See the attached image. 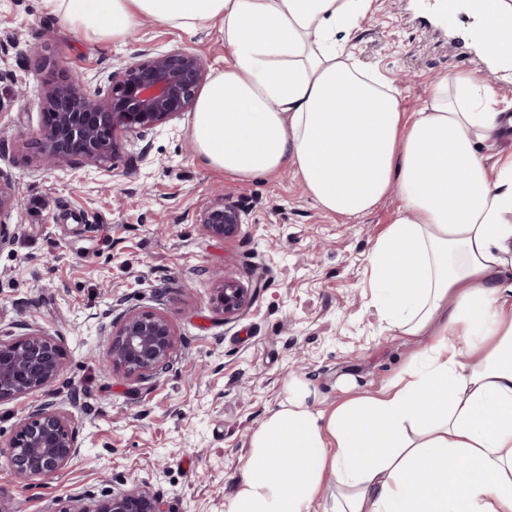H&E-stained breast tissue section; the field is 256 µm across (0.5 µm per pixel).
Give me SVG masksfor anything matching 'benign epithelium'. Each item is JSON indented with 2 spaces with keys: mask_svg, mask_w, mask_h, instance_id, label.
I'll return each instance as SVG.
<instances>
[{
  "mask_svg": "<svg viewBox=\"0 0 512 512\" xmlns=\"http://www.w3.org/2000/svg\"><path fill=\"white\" fill-rule=\"evenodd\" d=\"M207 78L203 58L181 48L144 53V59L122 64L108 76L104 90L60 70L42 84L45 121L40 129L42 165L54 169L88 164L106 169L120 133H144L194 110ZM22 207L19 188L0 173V212ZM197 223L212 237L232 239L239 233V211L216 198L198 214ZM251 289L226 277L213 289L216 311L231 320L251 304ZM107 336L104 361L135 381H151L170 370L177 334L162 314L127 309L102 324ZM64 367L61 340L40 328L0 336V402L36 395L60 376ZM79 450L72 416L52 402L35 406L15 426L7 458L15 479L26 481L63 470ZM72 497L66 512H160L145 485L115 493L104 487L96 508Z\"/></svg>",
  "mask_w": 512,
  "mask_h": 512,
  "instance_id": "1",
  "label": "benign epithelium"
}]
</instances>
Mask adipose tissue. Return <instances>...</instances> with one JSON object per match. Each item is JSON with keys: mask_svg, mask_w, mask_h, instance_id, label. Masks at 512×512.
I'll list each match as a JSON object with an SVG mask.
<instances>
[{"mask_svg": "<svg viewBox=\"0 0 512 512\" xmlns=\"http://www.w3.org/2000/svg\"><path fill=\"white\" fill-rule=\"evenodd\" d=\"M372 0H44L71 29L125 41L141 17L185 33L219 24L231 60L202 87L198 157L242 181L292 167L324 211L401 207L373 244V302L425 337L375 395L313 411L305 385L251 438L227 512H512V156L477 146L512 118L468 72L413 113L336 36ZM467 12L485 55L512 60V0H440Z\"/></svg>", "mask_w": 512, "mask_h": 512, "instance_id": "ef3b65f1", "label": "adipose tissue"}]
</instances>
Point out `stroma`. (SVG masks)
<instances>
[{
  "label": "stroma",
  "mask_w": 512,
  "mask_h": 512,
  "mask_svg": "<svg viewBox=\"0 0 512 512\" xmlns=\"http://www.w3.org/2000/svg\"><path fill=\"white\" fill-rule=\"evenodd\" d=\"M432 3L373 0L350 35L359 65L395 80L408 112L435 78L461 71L489 80L511 103L512 69L488 65L466 15L440 25ZM175 47L199 54L211 74L230 59L211 25L190 35L147 18L106 48L43 0H0V173L26 197L23 209L0 213L15 233L0 250V329L37 324L65 352L45 397L0 403V512H60L70 496L107 480L117 491L150 487L162 512H225L252 432L290 384H305L313 408L326 410L348 384L378 392L414 347L378 315L366 274L397 197L348 219L318 207L292 171L238 181L196 158L187 114L121 134L108 169L40 170V89L51 69L103 85L113 66ZM219 195L242 218L230 240L196 222ZM226 277L254 291L230 321L211 300ZM120 305L161 312L175 327L179 352L159 379L132 382L104 365L99 325ZM43 399L73 416L79 452L64 473L20 482L8 442Z\"/></svg>",
  "instance_id": "35a3bbf8"
}]
</instances>
